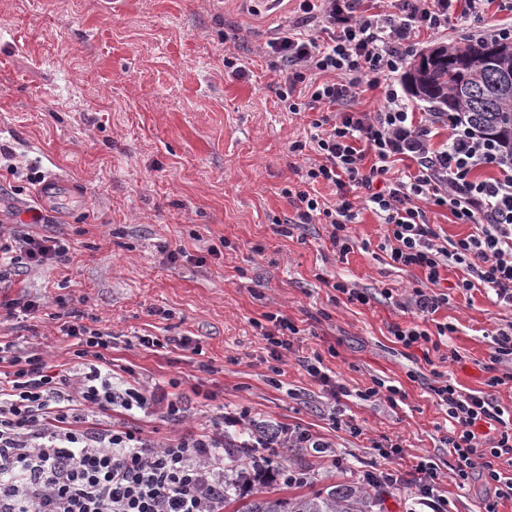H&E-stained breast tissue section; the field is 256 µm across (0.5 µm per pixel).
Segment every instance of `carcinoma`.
<instances>
[{
	"mask_svg": "<svg viewBox=\"0 0 512 512\" xmlns=\"http://www.w3.org/2000/svg\"><path fill=\"white\" fill-rule=\"evenodd\" d=\"M512 43H466L437 46L414 61L405 77L411 98L428 111L461 112L482 132L498 140L512 158ZM224 435V507L232 512H376L379 494L367 481L341 482L328 491L273 497L261 487L277 471L257 463L256 452Z\"/></svg>",
	"mask_w": 512,
	"mask_h": 512,
	"instance_id": "1",
	"label": "carcinoma"
}]
</instances>
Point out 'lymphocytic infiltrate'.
<instances>
[{"label": "lymphocytic infiltrate", "instance_id": "obj_1", "mask_svg": "<svg viewBox=\"0 0 512 512\" xmlns=\"http://www.w3.org/2000/svg\"><path fill=\"white\" fill-rule=\"evenodd\" d=\"M365 0H299L296 23L278 29L261 51L281 66L278 96L285 109L319 111L309 142L290 150H313L306 165V189L289 191L295 226L330 224V246L338 257L351 252L349 226L357 199L371 203L386 226L384 246L391 262L420 271L425 286L413 288L404 310L416 326H392L404 348L439 349L448 324L427 330L425 322L448 303L442 273L462 268L456 286L484 288L512 307V161L503 146L483 135L461 114L449 120L441 148L431 143L438 115L417 121L392 80L416 49L417 32L447 28L455 17L471 18L472 40L512 41V26L490 24L491 0H394L395 12L365 7ZM380 90L383 106L374 112L336 111ZM417 166L409 180L391 179L394 162ZM494 168L493 176L478 170ZM326 184L336 202L326 207L309 191ZM447 207L472 231L453 247L438 244L422 202ZM70 243L31 235H0V286L16 267H41L70 258ZM260 331L273 361H282L301 330L280 312L264 316ZM77 341L74 356L83 368L48 366L36 347L0 342V512H223L224 434L245 424L246 411L225 413L216 429L161 444L131 428H102L97 415L119 406L178 417L179 401L159 389L121 387L112 381L111 333L79 321L66 327ZM426 385L448 411L445 442L458 485L473 479L492 485L499 499L512 500V420L483 393L462 391L433 372ZM255 447L309 448L321 454L327 441L296 427L254 429Z\"/></svg>", "mask_w": 512, "mask_h": 512}]
</instances>
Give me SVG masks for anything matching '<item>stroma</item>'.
Segmentation results:
<instances>
[{"mask_svg": "<svg viewBox=\"0 0 512 512\" xmlns=\"http://www.w3.org/2000/svg\"><path fill=\"white\" fill-rule=\"evenodd\" d=\"M297 18L296 0L273 9L262 0H0V232L73 247L69 261L13 276L8 296L36 300L41 311L23 325L0 315V339L33 343L48 364L69 363L76 344L60 316L80 311L84 323L114 334L116 377L133 369L141 385L164 386L183 408L174 420L117 407L105 426L168 443L244 409L256 422L299 426L332 443L326 457L280 456L283 469L305 470L307 481H277L275 496L393 468L404 481L384 494L383 510L409 512L410 470L426 457L451 512H483L491 500L512 512V501L496 500L482 480L460 487L452 477L446 409L409 378L424 370V352L389 333L410 324L400 304L422 275L392 265L377 215L359 209L344 259L330 248L329 225L276 231L295 217L285 190L299 186L305 165L290 146L309 140L317 114L285 110L283 74L258 39ZM229 51L248 77L225 69ZM34 172L60 175L71 188L42 202ZM177 248L184 257L171 259ZM335 281L373 293L371 304L336 297ZM277 311L303 330L279 377L254 326ZM434 319L454 326L447 343L459 355L437 370L463 391L489 392L512 416V389L486 385L491 336L512 324V308L481 288L453 290ZM144 335L188 336L194 346L153 351L140 346ZM314 355L347 388L340 404L301 367ZM377 379L401 387L403 402L359 399ZM336 406L361 436L334 429ZM382 439L402 454L379 456Z\"/></svg>", "mask_w": 512, "mask_h": 512, "instance_id": "stroma-1", "label": "stroma"}]
</instances>
